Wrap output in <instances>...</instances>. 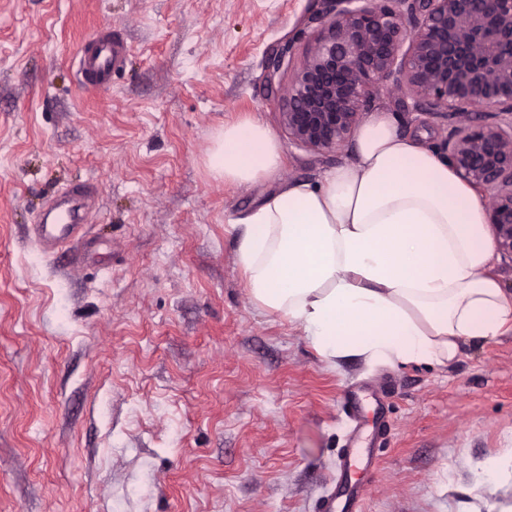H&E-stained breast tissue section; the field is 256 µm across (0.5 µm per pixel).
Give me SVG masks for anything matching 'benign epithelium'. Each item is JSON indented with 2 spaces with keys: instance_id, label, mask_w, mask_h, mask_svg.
<instances>
[{
  "instance_id": "1",
  "label": "benign epithelium",
  "mask_w": 512,
  "mask_h": 512,
  "mask_svg": "<svg viewBox=\"0 0 512 512\" xmlns=\"http://www.w3.org/2000/svg\"><path fill=\"white\" fill-rule=\"evenodd\" d=\"M329 20L294 68L282 121L299 145L336 149L377 95L448 121V160L487 199L498 253L512 262V0H321ZM284 51L270 54L271 91Z\"/></svg>"
}]
</instances>
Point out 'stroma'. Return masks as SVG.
<instances>
[{"label":"stroma","mask_w":512,"mask_h":512,"mask_svg":"<svg viewBox=\"0 0 512 512\" xmlns=\"http://www.w3.org/2000/svg\"><path fill=\"white\" fill-rule=\"evenodd\" d=\"M318 0H0V512H320L353 428L377 450L364 512H459L512 452V330L446 365L325 361L257 308L231 222L280 183L353 160L297 145L270 96L322 24ZM127 46L87 92L90 36ZM376 107L443 151L447 121L400 92ZM251 118L278 179L207 174L216 130ZM93 202L52 255L33 227L65 190ZM364 412L351 421L344 390Z\"/></svg>","instance_id":"1"}]
</instances>
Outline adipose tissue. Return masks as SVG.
Returning <instances> with one entry per match:
<instances>
[{"label": "adipose tissue", "instance_id": "1", "mask_svg": "<svg viewBox=\"0 0 512 512\" xmlns=\"http://www.w3.org/2000/svg\"><path fill=\"white\" fill-rule=\"evenodd\" d=\"M352 161L291 181L237 218L251 300L328 362L446 364L464 340L512 329V296L489 273L487 202L448 159L402 137L391 112L355 132ZM227 185L274 180L282 152L256 120L225 124L207 155Z\"/></svg>", "mask_w": 512, "mask_h": 512}]
</instances>
